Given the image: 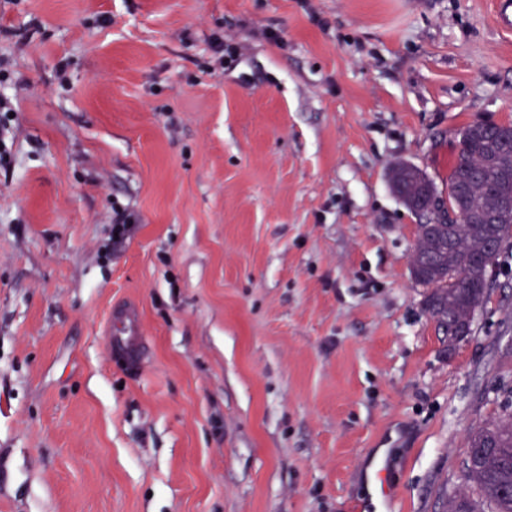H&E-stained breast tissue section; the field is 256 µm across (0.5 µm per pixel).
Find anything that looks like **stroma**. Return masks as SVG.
Wrapping results in <instances>:
<instances>
[{
	"instance_id": "stroma-1",
	"label": "stroma",
	"mask_w": 512,
	"mask_h": 512,
	"mask_svg": "<svg viewBox=\"0 0 512 512\" xmlns=\"http://www.w3.org/2000/svg\"><path fill=\"white\" fill-rule=\"evenodd\" d=\"M505 10L0 0V512H446L512 409V246L448 344L389 172L445 188L461 129L512 120ZM105 336L109 348L120 353L130 369H142L148 359V342L136 304L127 303L121 310L112 313Z\"/></svg>"
}]
</instances>
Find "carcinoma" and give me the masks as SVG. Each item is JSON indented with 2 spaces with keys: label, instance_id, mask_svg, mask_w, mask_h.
Listing matches in <instances>:
<instances>
[{
  "label": "carcinoma",
  "instance_id": "obj_1",
  "mask_svg": "<svg viewBox=\"0 0 512 512\" xmlns=\"http://www.w3.org/2000/svg\"><path fill=\"white\" fill-rule=\"evenodd\" d=\"M460 135L446 195L417 167L399 164L407 191L428 188L410 208L423 220L411 274L431 289L428 310L450 344L470 333L496 256L512 241V212L496 224L482 220L512 199V123L491 132L468 124ZM469 447L464 469L472 487L448 499V512H512V412L472 431Z\"/></svg>",
  "mask_w": 512,
  "mask_h": 512
}]
</instances>
